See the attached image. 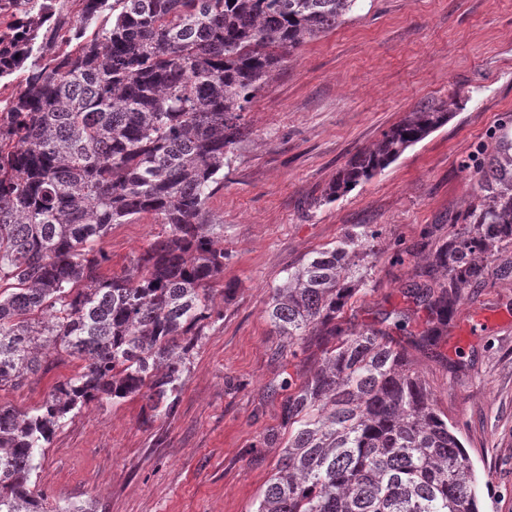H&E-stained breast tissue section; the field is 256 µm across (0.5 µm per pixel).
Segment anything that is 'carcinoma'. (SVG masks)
Masks as SVG:
<instances>
[{
	"mask_svg": "<svg viewBox=\"0 0 512 512\" xmlns=\"http://www.w3.org/2000/svg\"><path fill=\"white\" fill-rule=\"evenodd\" d=\"M0 79V391L54 354L79 361L36 406L0 404V512H46L31 488L36 452L65 419L139 396L147 419L173 415L198 328L224 283L221 225L207 208L243 138V112L287 52L339 27L360 0H9ZM68 49L43 61L57 43ZM463 100L421 102L354 155L325 190L333 202L444 126ZM479 193L414 284L427 309L420 349L448 337L459 288L512 249V118L478 163ZM165 235L107 275L100 247L142 215ZM371 229H346L288 271L266 313L321 355L281 405L288 440L254 512H480L459 428L407 353L340 316L368 282Z\"/></svg>",
	"mask_w": 512,
	"mask_h": 512,
	"instance_id": "1",
	"label": "carcinoma"
}]
</instances>
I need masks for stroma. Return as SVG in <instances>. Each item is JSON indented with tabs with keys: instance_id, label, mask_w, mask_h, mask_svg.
I'll return each instance as SVG.
<instances>
[{
	"instance_id": "1",
	"label": "stroma",
	"mask_w": 512,
	"mask_h": 512,
	"mask_svg": "<svg viewBox=\"0 0 512 512\" xmlns=\"http://www.w3.org/2000/svg\"><path fill=\"white\" fill-rule=\"evenodd\" d=\"M456 89L466 99L448 124L322 203L354 154ZM509 116L512 0H363L350 20L286 54L245 112L247 134L208 201L236 290L215 295L174 414L145 421L136 396L66 419L36 455L33 479L50 512H254L281 453L261 440L280 426L289 383L320 355L312 340L283 353L266 303L288 270L357 224L379 230L378 255L345 319L407 350L462 431L483 512H512V276L462 288L448 337L431 350L411 343L427 312L410 292L474 200L471 156ZM165 230L151 215L113 225L102 242L108 272ZM75 368L48 360L26 385L0 391V403L30 408Z\"/></svg>"
}]
</instances>
